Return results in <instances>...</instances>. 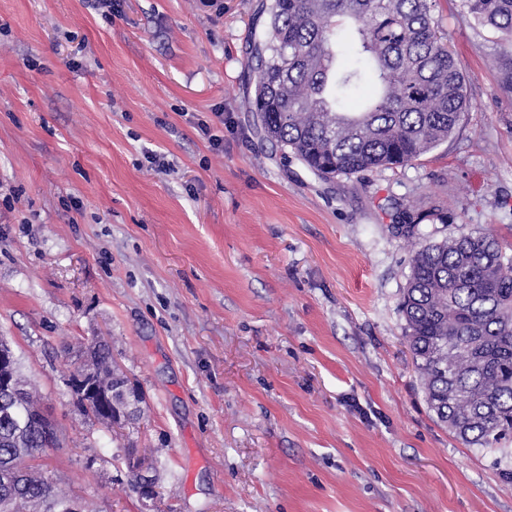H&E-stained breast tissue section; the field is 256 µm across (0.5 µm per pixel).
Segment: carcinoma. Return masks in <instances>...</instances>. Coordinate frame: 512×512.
<instances>
[{
	"label": "carcinoma",
	"instance_id": "obj_1",
	"mask_svg": "<svg viewBox=\"0 0 512 512\" xmlns=\"http://www.w3.org/2000/svg\"><path fill=\"white\" fill-rule=\"evenodd\" d=\"M479 24L512 42V0H461ZM432 0H270L269 26L254 42L251 72L264 138L321 177L408 164L448 139L468 109L465 75L431 15ZM349 25L350 40L336 43ZM439 212L405 208L409 238ZM405 338L427 405L469 446L499 450L512 439V258L475 232L415 250L400 304ZM84 354L117 406L139 401L108 370L99 341ZM38 405L0 393V512H88L55 483L24 471L57 432L19 428Z\"/></svg>",
	"mask_w": 512,
	"mask_h": 512
}]
</instances>
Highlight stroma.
<instances>
[{"label":"stroma","mask_w":512,"mask_h":512,"mask_svg":"<svg viewBox=\"0 0 512 512\" xmlns=\"http://www.w3.org/2000/svg\"><path fill=\"white\" fill-rule=\"evenodd\" d=\"M268 4L0 0V336L58 424L39 467L96 512H512V459L429 410L399 311L418 244L512 257V42L434 0L468 111L325 180L247 107ZM407 205L448 220L404 237ZM97 336L140 397L111 429L68 387Z\"/></svg>","instance_id":"1"}]
</instances>
